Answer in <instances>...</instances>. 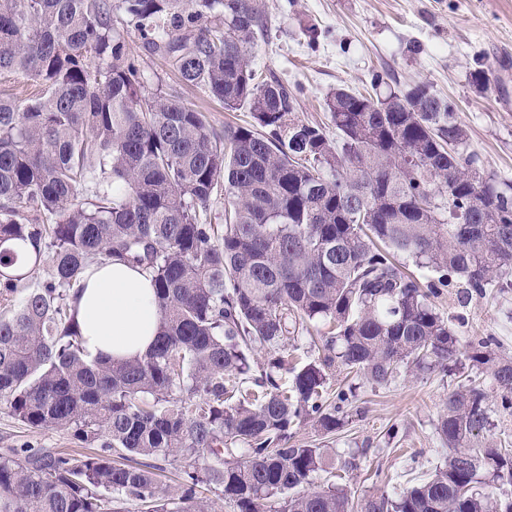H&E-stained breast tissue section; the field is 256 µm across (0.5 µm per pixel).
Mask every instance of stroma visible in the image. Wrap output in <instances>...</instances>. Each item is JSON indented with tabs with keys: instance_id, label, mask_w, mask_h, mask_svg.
Listing matches in <instances>:
<instances>
[{
	"instance_id": "35a3bbf8",
	"label": "stroma",
	"mask_w": 512,
	"mask_h": 512,
	"mask_svg": "<svg viewBox=\"0 0 512 512\" xmlns=\"http://www.w3.org/2000/svg\"><path fill=\"white\" fill-rule=\"evenodd\" d=\"M269 38L261 42L253 68L259 78H277L297 88L293 117L327 123L323 100L345 87L370 90L372 73L392 87L430 82L457 106L467 132V149L484 169L512 180V0H264ZM318 29L316 44L304 31ZM149 86L180 96L204 112L215 128L245 126L247 109L226 110L197 88L182 84L163 58L132 41ZM486 84H476L474 70ZM437 308L455 324L461 341L492 336L512 351V288L489 289L486 298L461 303L442 295ZM470 372L468 361L454 374L435 372L390 386H362L361 400L348 411L339 432L324 435L313 423L296 428L298 444H319L356 454L360 466L350 477L356 497L416 483L443 459L437 419L450 388ZM51 448L67 453L82 446L66 429H31L0 404V454L10 449Z\"/></svg>"
}]
</instances>
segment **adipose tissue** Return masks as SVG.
Instances as JSON below:
<instances>
[{
	"label": "adipose tissue",
	"instance_id": "obj_1",
	"mask_svg": "<svg viewBox=\"0 0 512 512\" xmlns=\"http://www.w3.org/2000/svg\"><path fill=\"white\" fill-rule=\"evenodd\" d=\"M71 306L90 358L129 360L153 345L161 313L148 273L112 258L94 265Z\"/></svg>",
	"mask_w": 512,
	"mask_h": 512
}]
</instances>
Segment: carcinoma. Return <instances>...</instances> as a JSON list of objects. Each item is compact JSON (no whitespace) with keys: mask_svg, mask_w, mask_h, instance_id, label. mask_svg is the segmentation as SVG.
<instances>
[{"mask_svg":"<svg viewBox=\"0 0 512 512\" xmlns=\"http://www.w3.org/2000/svg\"><path fill=\"white\" fill-rule=\"evenodd\" d=\"M263 0H0V77L36 95H0V401L34 429L63 428L101 451L0 455V512H512V448L475 449L492 390L512 409V354L492 336L461 345L434 298L463 299L512 277V182L466 151L453 101L429 82L376 93L338 88L336 128L291 118L296 90L256 81ZM190 86L253 124L212 126L180 96L149 92L128 38ZM95 186L75 202L77 190ZM224 191V224L203 219ZM140 267L158 295L153 348L89 359L72 290L90 266ZM52 277L28 286L44 261ZM311 354L288 359L310 323ZM270 354L256 369L252 351ZM475 369L448 392L443 461L423 482L355 498L359 467L334 448L293 444L311 422L343 428L353 390L405 374ZM216 459L210 464L209 459ZM153 463H148V460ZM187 461L184 489L157 462Z\"/></svg>","mask_w":512,"mask_h":512,"instance_id":"1","label":"carcinoma"}]
</instances>
